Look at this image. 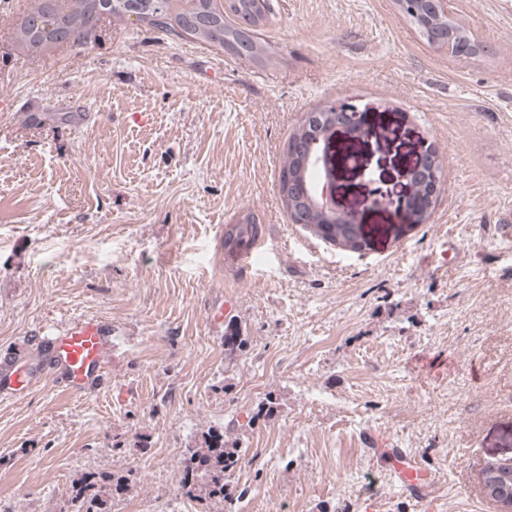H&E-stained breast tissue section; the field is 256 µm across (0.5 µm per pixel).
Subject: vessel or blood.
<instances>
[{
    "label": "vessel or blood",
    "mask_w": 512,
    "mask_h": 512,
    "mask_svg": "<svg viewBox=\"0 0 512 512\" xmlns=\"http://www.w3.org/2000/svg\"><path fill=\"white\" fill-rule=\"evenodd\" d=\"M109 334L107 325L95 318L70 319L44 346L36 374L53 379L74 394L91 390L100 381ZM30 380L23 362L5 361L0 366V400L14 397ZM366 443L375 456L389 459L391 475L404 492L428 498L433 482L414 458L403 449L388 447L386 438L376 432L368 433Z\"/></svg>",
    "instance_id": "vessel-or-blood-1"
}]
</instances>
